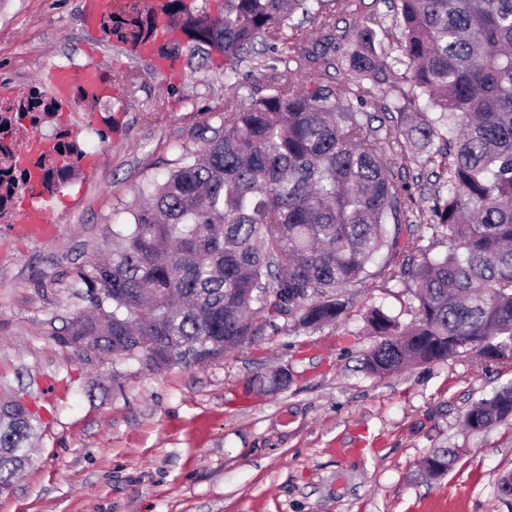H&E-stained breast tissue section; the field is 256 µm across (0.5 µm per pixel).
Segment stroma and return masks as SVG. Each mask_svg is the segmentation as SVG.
I'll return each mask as SVG.
<instances>
[{"mask_svg": "<svg viewBox=\"0 0 512 512\" xmlns=\"http://www.w3.org/2000/svg\"><path fill=\"white\" fill-rule=\"evenodd\" d=\"M393 5L359 0L357 15H336L335 31L317 17L301 30L311 44L364 19L392 49L401 38ZM67 60L97 64L124 87L69 126L85 157L52 196L49 239L0 224V396L39 407L42 420L0 512H512L496 489L512 474V423L464 428L474 401L512 383V358L466 355L384 378L363 368L377 342L369 309L412 318L400 267L388 290L351 289L341 324L262 322L250 343L203 366L151 372L54 340L84 308L76 275L111 249L113 225L129 223L183 149L201 147L225 99L263 91L273 75L257 52L229 81L220 56L186 54L179 74L161 73L105 32H88L81 0H0V83L28 95L43 67ZM395 173L415 199L413 223H430L432 165L408 152ZM280 371L287 387L260 391ZM439 447L458 448V459L427 477L419 462Z\"/></svg>", "mask_w": 512, "mask_h": 512, "instance_id": "1", "label": "stroma"}]
</instances>
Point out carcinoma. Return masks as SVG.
<instances>
[{
    "mask_svg": "<svg viewBox=\"0 0 512 512\" xmlns=\"http://www.w3.org/2000/svg\"><path fill=\"white\" fill-rule=\"evenodd\" d=\"M323 0H219L216 19L187 0H166L167 26L183 49L224 56L225 77L262 44L284 68L343 69L336 88L278 80L249 102L224 101L220 127L184 153L131 224L112 225V252L78 272L88 306L54 333L65 347L137 360L152 371L220 359L267 323H339L349 289L386 253L383 269L407 255L403 274L417 306L410 323L374 308L367 318L380 341L364 357L384 377L407 364L475 353L512 356V0H396L400 55L380 48L377 31L356 25L345 48L328 36L307 45L297 14L322 16ZM101 29L130 46L154 42L155 13L140 0L101 18ZM405 67L411 94L392 104L390 136L401 150L441 156L447 177L434 199V236L448 252L429 256L409 223L413 199L394 181V154L380 147L377 87ZM437 113L432 118L429 113ZM55 101L38 89L0 101V224H7L35 182L53 194L84 156L69 130L19 164L15 144L57 123ZM448 125L443 136L439 125ZM394 231L388 232L387 221ZM512 420V384L474 403L464 428L483 432ZM40 416L18 400L0 401V493L29 462ZM458 456L434 448L422 460L439 477Z\"/></svg>",
    "mask_w": 512,
    "mask_h": 512,
    "instance_id": "obj_1",
    "label": "carcinoma"
}]
</instances>
